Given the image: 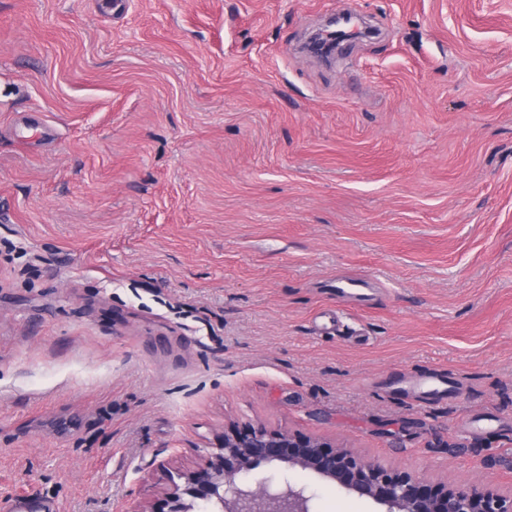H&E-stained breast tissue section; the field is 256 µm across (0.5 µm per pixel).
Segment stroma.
Wrapping results in <instances>:
<instances>
[{
  "mask_svg": "<svg viewBox=\"0 0 512 512\" xmlns=\"http://www.w3.org/2000/svg\"><path fill=\"white\" fill-rule=\"evenodd\" d=\"M233 424L512 491V0H0V512Z\"/></svg>",
  "mask_w": 512,
  "mask_h": 512,
  "instance_id": "1",
  "label": "stroma"
}]
</instances>
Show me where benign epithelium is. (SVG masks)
Listing matches in <instances>:
<instances>
[{"label": "benign epithelium", "instance_id": "7a95c632", "mask_svg": "<svg viewBox=\"0 0 512 512\" xmlns=\"http://www.w3.org/2000/svg\"><path fill=\"white\" fill-rule=\"evenodd\" d=\"M262 465L277 468L282 477L255 478ZM296 469L370 499L385 512H512V492L438 481L315 437L262 426L224 433L191 467L162 466L164 482L136 512H314V493L289 479Z\"/></svg>", "mask_w": 512, "mask_h": 512}]
</instances>
